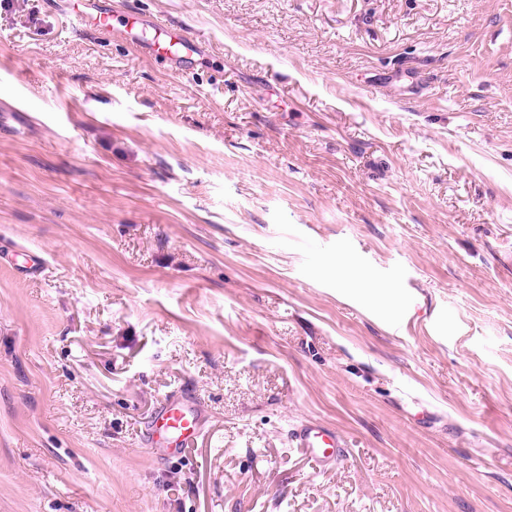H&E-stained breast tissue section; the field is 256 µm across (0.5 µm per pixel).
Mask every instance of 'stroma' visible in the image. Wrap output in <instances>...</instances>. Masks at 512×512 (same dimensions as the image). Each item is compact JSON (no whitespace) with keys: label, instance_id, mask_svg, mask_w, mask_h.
<instances>
[{"label":"stroma","instance_id":"obj_1","mask_svg":"<svg viewBox=\"0 0 512 512\" xmlns=\"http://www.w3.org/2000/svg\"><path fill=\"white\" fill-rule=\"evenodd\" d=\"M99 2L202 49L0 0V512H512V0ZM123 27L122 35L137 43L145 55L153 58L162 56L171 64H179L184 57L178 53L177 49H174L175 46L184 47L187 54L195 53L200 49V43L196 39L181 29L163 24L153 16L146 17L138 13L128 14ZM147 28L153 29L155 36L150 41H143L139 33ZM204 417V410L193 391L170 397L151 416L143 446L157 461L178 458L200 434ZM291 447L303 448L324 465H336L346 457L348 444L336 428L321 422L296 425L290 433Z\"/></svg>","mask_w":512,"mask_h":512}]
</instances>
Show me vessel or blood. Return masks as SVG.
I'll list each match as a JSON object with an SVG mask.
<instances>
[{
    "label": "vessel or blood",
    "instance_id": "1",
    "mask_svg": "<svg viewBox=\"0 0 512 512\" xmlns=\"http://www.w3.org/2000/svg\"><path fill=\"white\" fill-rule=\"evenodd\" d=\"M71 14L78 26L93 24L105 33L113 31L111 14L95 12L92 0H73ZM122 34L138 42L145 55L161 56L175 65L180 63L183 52L194 53L200 48L199 42L183 30L163 24L156 17L137 13L127 15ZM203 424L204 410L196 395L193 391H184L166 399L153 413L143 445L155 460L178 458L200 434ZM290 443L326 465L343 461L348 448L340 431L320 422L296 425L290 433Z\"/></svg>",
    "mask_w": 512,
    "mask_h": 512
}]
</instances>
